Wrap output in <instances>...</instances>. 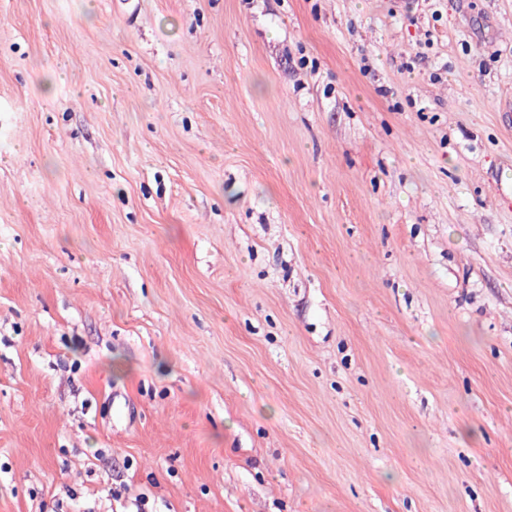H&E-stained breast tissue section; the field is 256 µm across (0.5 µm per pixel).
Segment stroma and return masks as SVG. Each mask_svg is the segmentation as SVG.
<instances>
[{"label": "stroma", "mask_w": 512, "mask_h": 512, "mask_svg": "<svg viewBox=\"0 0 512 512\" xmlns=\"http://www.w3.org/2000/svg\"><path fill=\"white\" fill-rule=\"evenodd\" d=\"M0 512H512V0H0Z\"/></svg>", "instance_id": "1"}]
</instances>
